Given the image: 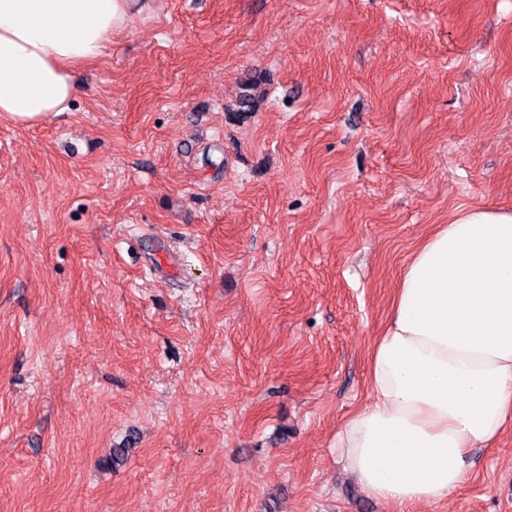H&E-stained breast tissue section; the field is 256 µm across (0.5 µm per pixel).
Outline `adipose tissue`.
Masks as SVG:
<instances>
[{
	"label": "adipose tissue",
	"instance_id": "1",
	"mask_svg": "<svg viewBox=\"0 0 512 512\" xmlns=\"http://www.w3.org/2000/svg\"><path fill=\"white\" fill-rule=\"evenodd\" d=\"M143 0H0V120L67 111L73 70L101 56ZM372 401L336 435L370 495L440 501L465 458L512 428V210L462 207L413 253L370 347Z\"/></svg>",
	"mask_w": 512,
	"mask_h": 512
}]
</instances>
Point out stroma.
Masks as SVG:
<instances>
[{"label":"stroma","instance_id":"1","mask_svg":"<svg viewBox=\"0 0 512 512\" xmlns=\"http://www.w3.org/2000/svg\"><path fill=\"white\" fill-rule=\"evenodd\" d=\"M74 81L0 122V512H512L511 430L440 502L336 450L416 247L512 210V0H148ZM265 79L262 75H254L242 83V94L236 104V111L254 112L263 98L264 93L261 90Z\"/></svg>","mask_w":512,"mask_h":512}]
</instances>
